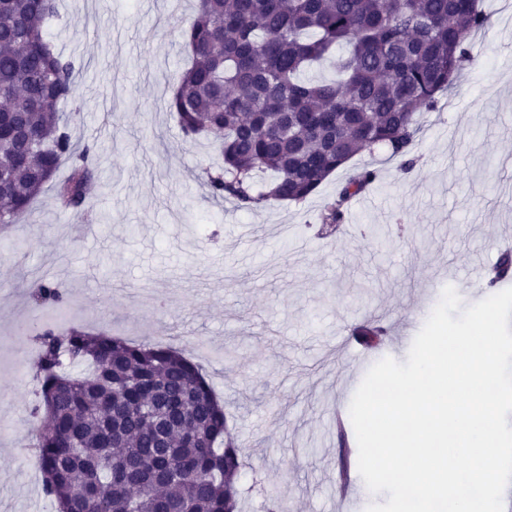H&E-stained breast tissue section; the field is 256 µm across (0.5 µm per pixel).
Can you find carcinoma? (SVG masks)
<instances>
[{"label":"carcinoma","mask_w":512,"mask_h":512,"mask_svg":"<svg viewBox=\"0 0 512 512\" xmlns=\"http://www.w3.org/2000/svg\"><path fill=\"white\" fill-rule=\"evenodd\" d=\"M57 15L58 0H0V99L14 106L0 123V230L49 184L60 208H84L95 179L91 148L61 116L76 66L44 37ZM488 22L477 0H199L179 31L191 64L168 108L185 136L220 137L212 198L302 203L361 152L384 147L409 168L420 113L479 61ZM327 60L336 79L307 77ZM378 177L353 172L322 224L343 223L345 204ZM33 299L42 310L67 293L43 279ZM382 335L371 323L353 330L365 347ZM34 340L31 416L49 417L35 454L56 512H242L241 451L199 363L83 326L44 323Z\"/></svg>","instance_id":"cac0c4a2"}]
</instances>
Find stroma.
Masks as SVG:
<instances>
[{
    "label": "stroma",
    "mask_w": 512,
    "mask_h": 512,
    "mask_svg": "<svg viewBox=\"0 0 512 512\" xmlns=\"http://www.w3.org/2000/svg\"><path fill=\"white\" fill-rule=\"evenodd\" d=\"M483 2L481 61L424 113L414 168L381 151L354 157L350 167L374 164L379 178L325 229L318 216L350 168L300 204L211 198L209 149L184 141L167 107L197 0H60L45 35L75 62L65 109L77 115L74 143L96 149L97 178L79 213L45 191L18 226L20 248L0 251V512H54L26 454L40 426L34 332L21 324L42 277L69 293L67 321L162 342L204 366L246 463L245 512H264L272 496L288 512L387 501L360 482L350 506L332 487L341 453L358 458L334 426L363 380L351 330L381 319L387 335L369 363L406 362L449 277L512 241V14ZM399 221L406 230L387 246L354 231Z\"/></svg>",
    "instance_id": "1"
}]
</instances>
